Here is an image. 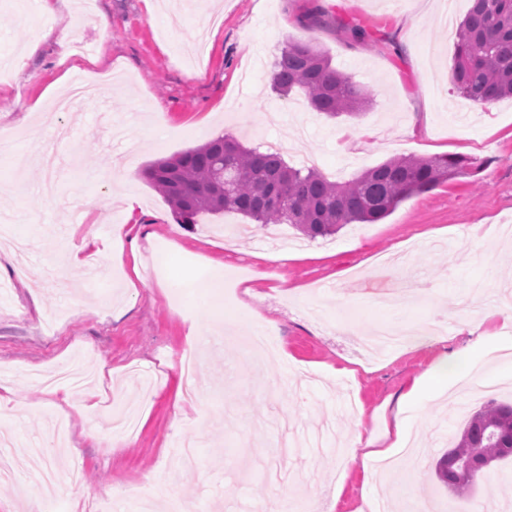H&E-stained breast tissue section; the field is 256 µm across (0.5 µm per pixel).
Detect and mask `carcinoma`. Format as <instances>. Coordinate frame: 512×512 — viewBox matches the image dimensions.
<instances>
[{"label": "carcinoma", "instance_id": "1", "mask_svg": "<svg viewBox=\"0 0 512 512\" xmlns=\"http://www.w3.org/2000/svg\"><path fill=\"white\" fill-rule=\"evenodd\" d=\"M452 79L458 94L484 105L512 97V0H471L456 31ZM273 89L304 92L309 107L329 117L357 116L366 92L332 68L310 41L289 42L274 64ZM472 162L456 155L390 158L346 182L313 169L289 166L281 153L247 148L218 136L144 171L149 184L181 223L208 213L235 212L256 224H290L309 238L335 234L347 224H375L404 200L466 173ZM512 458V404L487 402L465 422L453 448L435 464L440 483L459 498L469 495L484 462ZM473 465L471 480L457 481L459 465Z\"/></svg>", "mask_w": 512, "mask_h": 512}]
</instances>
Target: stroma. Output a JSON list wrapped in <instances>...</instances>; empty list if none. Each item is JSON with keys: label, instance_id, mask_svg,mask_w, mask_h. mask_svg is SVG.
Wrapping results in <instances>:
<instances>
[{"label": "stroma", "instance_id": "obj_1", "mask_svg": "<svg viewBox=\"0 0 512 512\" xmlns=\"http://www.w3.org/2000/svg\"><path fill=\"white\" fill-rule=\"evenodd\" d=\"M471 0H223L218 23L201 27L203 0H71L56 14L39 0L18 10L0 0V57L13 63L0 79V125L12 127L0 144V184L23 190L0 196V214L26 239L29 288L13 284L0 300V375L14 400L0 407L17 438L39 445L54 416L41 406V386L28 382L33 366L73 367L96 374V407L70 411L63 446L18 462L35 480L55 470L62 512H142L133 490L150 484L154 504L170 496L205 503L208 512H249L266 500L268 471L284 468L292 485L321 491L317 512H361L364 496L398 508L399 497L429 501L433 512H466L471 500L492 499L512 512V461L481 477L470 498L454 497L433 478L432 465L455 443L468 416L489 400H512V374L501 371L512 349L474 350L464 332L471 310L459 287L488 281L512 292V258L497 241L512 225V99L484 106L454 89L452 27ZM321 11L310 29L306 17ZM112 29L102 33L100 17ZM368 37L355 39L350 25ZM50 38H40L44 29ZM40 40L39 53L21 59ZM311 40L336 70L365 88L371 100L356 119L313 112L301 91L280 97L271 88L285 43ZM79 66V80L111 75L100 96L65 115L53 103L62 78ZM39 106L48 118L28 129L23 117ZM229 135L248 146L276 144L291 166L302 156L329 180L344 182L395 157L428 158L440 148L474 162L469 174L439 183L401 202L376 224H348L336 235L305 238L285 224L252 226L224 243L234 213L179 223L148 184L146 166ZM129 174L109 182L112 169ZM139 207L127 217L125 196ZM133 219L142 256L164 247L163 281L127 287L128 265L111 261V227ZM97 239L88 285L58 286V254L85 234ZM285 249L278 267L262 253ZM229 270L246 289L212 302L198 286L202 271ZM86 302L99 314L83 313ZM272 329L283 357L262 374L247 366L246 339L255 320ZM435 327L440 340L422 347H387L363 357L358 346L377 325ZM196 329L207 352L192 375L205 404L184 423L173 404L184 393L175 364ZM469 352L465 372L432 396L426 410L407 407V442L425 449L418 481L399 468L379 470L364 484L340 452L362 428L377 447L398 396L439 368L445 356ZM335 377H328L329 369ZM262 481L255 490L254 481Z\"/></svg>", "mask_w": 512, "mask_h": 512}]
</instances>
